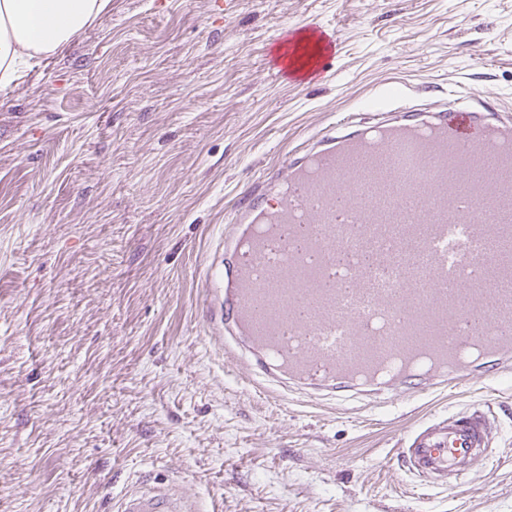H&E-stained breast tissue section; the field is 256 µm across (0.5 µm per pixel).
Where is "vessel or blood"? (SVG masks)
<instances>
[{"instance_id":"1","label":"vessel or blood","mask_w":512,"mask_h":512,"mask_svg":"<svg viewBox=\"0 0 512 512\" xmlns=\"http://www.w3.org/2000/svg\"><path fill=\"white\" fill-rule=\"evenodd\" d=\"M483 157L497 181L462 183ZM284 226L311 232L292 248ZM208 284L225 354L286 388L373 397L511 369L512 120L483 99L348 115L246 190ZM490 438L487 409L461 410L416 430L402 463L446 486ZM117 512L188 507L153 487Z\"/></svg>"}]
</instances>
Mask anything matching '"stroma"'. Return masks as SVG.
Listing matches in <instances>:
<instances>
[{
  "label": "stroma",
  "mask_w": 512,
  "mask_h": 512,
  "mask_svg": "<svg viewBox=\"0 0 512 512\" xmlns=\"http://www.w3.org/2000/svg\"><path fill=\"white\" fill-rule=\"evenodd\" d=\"M336 61L275 75L276 35ZM512 109V0H112L0 86V512H512V370L414 398L318 399L226 360L207 273L242 193L336 116L450 89ZM491 406L452 489L402 465L420 426ZM299 31L308 32L314 38L323 43V48L318 56L317 62L318 66L321 68H325L328 63L331 61V58L333 57L335 53V44L331 40L330 35L328 32L323 29L322 27H318L316 25H301V26H295L290 29L289 35L290 38L293 37V35ZM190 508L175 494L163 487L132 491L117 504V512H188Z\"/></svg>",
  "instance_id": "obj_1"
}]
</instances>
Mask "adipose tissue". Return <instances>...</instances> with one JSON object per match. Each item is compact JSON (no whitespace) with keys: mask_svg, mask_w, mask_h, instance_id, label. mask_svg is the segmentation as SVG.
Instances as JSON below:
<instances>
[{"mask_svg":"<svg viewBox=\"0 0 512 512\" xmlns=\"http://www.w3.org/2000/svg\"><path fill=\"white\" fill-rule=\"evenodd\" d=\"M110 0H0V84L13 83L31 58L70 43Z\"/></svg>","mask_w":512,"mask_h":512,"instance_id":"obj_1","label":"adipose tissue"}]
</instances>
